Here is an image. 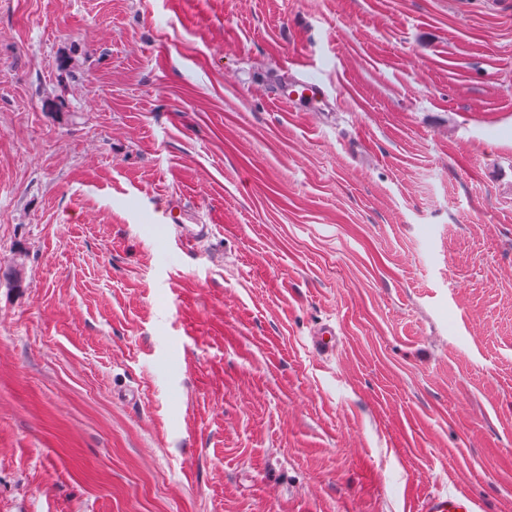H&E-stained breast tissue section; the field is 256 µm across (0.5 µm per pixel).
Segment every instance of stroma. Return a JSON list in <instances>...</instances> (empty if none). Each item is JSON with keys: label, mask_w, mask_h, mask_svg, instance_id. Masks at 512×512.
I'll use <instances>...</instances> for the list:
<instances>
[{"label": "stroma", "mask_w": 512, "mask_h": 512, "mask_svg": "<svg viewBox=\"0 0 512 512\" xmlns=\"http://www.w3.org/2000/svg\"><path fill=\"white\" fill-rule=\"evenodd\" d=\"M438 490L512 512V0H0V512ZM291 92L294 93L299 100L310 99L314 104L328 103V96L324 85L321 81H300L291 84ZM312 344L316 351L323 355L331 354L336 348V328L324 324L312 332Z\"/></svg>", "instance_id": "stroma-1"}]
</instances>
